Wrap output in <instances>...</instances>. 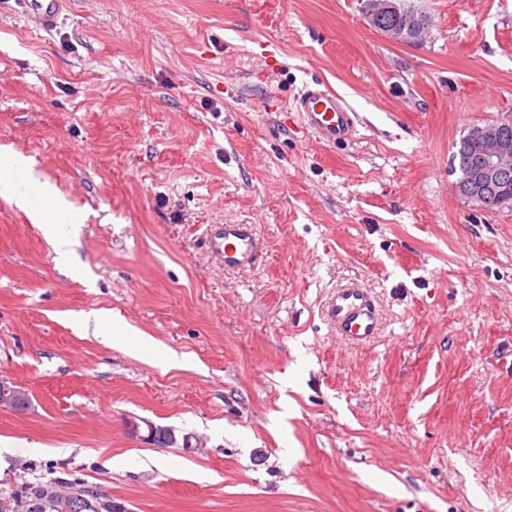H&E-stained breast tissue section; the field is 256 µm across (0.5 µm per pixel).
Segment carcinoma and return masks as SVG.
Returning a JSON list of instances; mask_svg holds the SVG:
<instances>
[{
	"mask_svg": "<svg viewBox=\"0 0 512 512\" xmlns=\"http://www.w3.org/2000/svg\"><path fill=\"white\" fill-rule=\"evenodd\" d=\"M61 486L83 495V512H118L109 495L77 479L70 483L62 478L27 482L16 489L0 487V512H29L34 503L42 505L41 512H62V502L67 496L58 492Z\"/></svg>",
	"mask_w": 512,
	"mask_h": 512,
	"instance_id": "1",
	"label": "carcinoma"
}]
</instances>
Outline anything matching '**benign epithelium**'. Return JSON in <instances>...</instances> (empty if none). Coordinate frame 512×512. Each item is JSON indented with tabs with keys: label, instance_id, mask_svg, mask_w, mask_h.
Wrapping results in <instances>:
<instances>
[{
	"label": "benign epithelium",
	"instance_id": "obj_1",
	"mask_svg": "<svg viewBox=\"0 0 512 512\" xmlns=\"http://www.w3.org/2000/svg\"><path fill=\"white\" fill-rule=\"evenodd\" d=\"M401 12L400 0H374L373 6L364 12L367 23L379 14ZM429 26L416 18L407 26L386 29L383 36L395 44L422 45L430 38ZM512 118L475 124L468 130L467 138L475 146V154L463 160H453L454 170L461 174L455 184L457 193L485 210H491L512 202L508 196L490 198L483 191L484 184L494 176L512 169V141L503 135V129ZM30 405L27 392L12 383L0 380V407L23 408Z\"/></svg>",
	"mask_w": 512,
	"mask_h": 512
}]
</instances>
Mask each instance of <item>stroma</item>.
Wrapping results in <instances>:
<instances>
[{
  "label": "stroma",
  "instance_id": "35a3bbf8",
  "mask_svg": "<svg viewBox=\"0 0 512 512\" xmlns=\"http://www.w3.org/2000/svg\"><path fill=\"white\" fill-rule=\"evenodd\" d=\"M410 2L421 46L359 0L0 14V150L65 196L79 256L32 222L50 201L0 196V380L30 398L0 409V483L77 478L124 512H512V206L458 196L452 164L512 115V0ZM312 82L357 113L349 143L303 128ZM224 223L257 225L258 266L207 251ZM350 282L382 317L362 346L322 314ZM99 309L131 335L78 333ZM400 13V0H374L373 6L364 12L363 17L370 27L374 26L376 31L403 22L404 16L386 15L375 19L379 14ZM412 22L408 26H394L387 28L383 36L395 44L422 45L430 38L431 30L429 26L421 20L411 15ZM37 222L43 224L42 227L58 255V262L64 270H68L73 265V241L70 238L61 236L58 232V224H44L39 217Z\"/></svg>",
  "mask_w": 512,
  "mask_h": 512
}]
</instances>
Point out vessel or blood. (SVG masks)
I'll return each mask as SVG.
<instances>
[{
  "mask_svg": "<svg viewBox=\"0 0 512 512\" xmlns=\"http://www.w3.org/2000/svg\"><path fill=\"white\" fill-rule=\"evenodd\" d=\"M34 4L41 28L55 27L63 0H17ZM302 122L320 141L336 145L350 140L355 131L354 114L335 91L322 85L305 87L295 99ZM209 247L225 268L241 269L258 262L264 240L253 224H216L210 230ZM327 316L338 333L361 343L376 335L379 317L369 293L357 286L337 289L328 304Z\"/></svg>",
  "mask_w": 512,
  "mask_h": 512,
  "instance_id": "vessel-or-blood-1",
  "label": "vessel or blood"
}]
</instances>
